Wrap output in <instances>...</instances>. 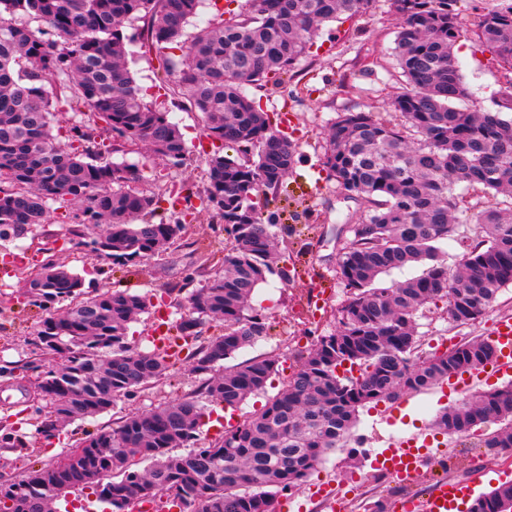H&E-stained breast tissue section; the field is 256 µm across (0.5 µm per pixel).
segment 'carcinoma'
<instances>
[{"mask_svg": "<svg viewBox=\"0 0 512 512\" xmlns=\"http://www.w3.org/2000/svg\"><path fill=\"white\" fill-rule=\"evenodd\" d=\"M200 0H0V241L46 223L56 205L75 207L68 232L77 246L126 265L177 245L191 247L185 225L143 222L163 202L193 208L191 183L161 194L137 187L161 159L177 167L188 148L167 112L139 88L126 45L158 54L167 100L200 113L205 135L223 150L209 155L207 202L229 247L214 266L198 267L165 289L184 310L180 335L200 384L189 396L121 417L58 461L19 479L0 475V512H47L61 496L90 490L110 512H131L164 497L188 512H279L336 448L360 451L353 428L368 404L394 403L497 358L488 340L451 351L420 350L419 319L437 302L454 322L471 325L512 284V83L497 110L460 109L467 95L456 60L461 0H388L399 21L395 55L407 87L393 101L410 134L370 112H341L327 128L320 166L362 205L346 225L336 273L346 289L334 332L316 337L301 366L265 405L202 446L205 404L236 410L279 372L274 356L230 365L241 349L267 335L252 307L268 277L286 281L288 246L279 218L252 204L274 196L293 169L297 146L273 129L246 87H264L310 53L322 25L369 7L372 0H245L239 12L181 40ZM137 25L131 35L126 28ZM477 37L512 69V0L480 14ZM67 117L65 135L52 120ZM139 149L137 163L101 165L104 153ZM490 197L474 211L461 206V184ZM476 224L479 232L462 228ZM463 249L455 265L439 243ZM411 263L425 266L406 282L381 276ZM29 304L42 311L28 341L30 356L11 370L27 372L52 352L57 367L37 414L43 439L60 438L61 422L95 417L166 376L161 350L133 348L128 324L151 300L121 290L89 291L84 279L47 263L26 282ZM211 320L224 334L201 339ZM497 423L482 440L493 456L512 455V384L477 391L434 426L448 435ZM185 448L181 455L174 449ZM470 512H512V484L479 495Z\"/></svg>", "mask_w": 512, "mask_h": 512, "instance_id": "1", "label": "carcinoma"}]
</instances>
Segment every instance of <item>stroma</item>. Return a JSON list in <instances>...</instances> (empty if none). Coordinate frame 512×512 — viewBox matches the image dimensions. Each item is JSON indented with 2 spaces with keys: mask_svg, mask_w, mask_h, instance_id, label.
<instances>
[{
  "mask_svg": "<svg viewBox=\"0 0 512 512\" xmlns=\"http://www.w3.org/2000/svg\"><path fill=\"white\" fill-rule=\"evenodd\" d=\"M398 21L388 0H372L366 12L340 17L325 26L320 48L297 67L292 77L268 84L254 96L268 111L287 115V134L297 144L301 158L296 162L276 197L257 196L255 206L263 211H277L282 227L296 246L289 261L291 278L281 281L269 277L253 296V304L267 315L269 336L241 350L237 358L244 361L259 355L275 354L280 358L279 372L267 383L264 392L250 397L238 410L211 406V418L201 428L202 441L214 437L213 416L224 415L236 423L242 415L264 405L275 395L282 382L298 365V355L310 347L314 335L335 329L332 316L318 317L308 304L309 292L337 306L344 288L336 275V230L357 205L346 199L336 182L328 179L318 159L323 151V134L337 113L350 110L373 112L391 120L395 114L392 101L406 88V79L394 56ZM457 58L468 95L459 101L462 109L493 106L499 91L512 79L494 55L475 36L461 40ZM169 119L178 124L193 152L179 167L157 163L145 170L141 188L150 189L159 182L186 180L202 184L206 155L195 147L204 136V121L199 113L171 109ZM65 220L64 210H56L46 227L7 242L14 253L24 254L31 264L46 258L64 265L85 281L86 288L120 289L133 294L164 291L178 282L185 269L205 264L210 250L224 246L223 234L217 233L207 206H200L198 220L190 229L200 247L192 251L183 247L168 248L162 256L127 266L104 261L84 248L59 241L53 254L41 249L44 231L60 233ZM0 365L17 362L29 354L28 340L41 313L23 301V290L12 269L0 267ZM512 315V285L504 288L495 305L479 323L459 326L448 321L443 307L426 309L420 319L419 333L423 349L441 352L471 338H490L494 321L501 315ZM470 390H486L499 386L497 378L473 379L464 382L456 375L448 383L424 393L403 397L395 404L366 406L359 411L354 434L363 440L368 451L360 463H353L346 450L329 452L307 480L306 488L282 498L281 512H332L329 501L310 497L309 486L333 488L343 503V512H363L365 500L384 495L387 512H399L400 502L408 495H426L440 478L449 482L474 485L476 493H484L498 483L512 480V463L487 456L480 446L484 430L477 429L467 437L445 434L432 428L435 415L462 397L461 384ZM198 384L191 361L172 362L166 377L137 389L133 396L120 401L105 414L86 420L68 422L59 440L45 444L36 430L35 415L30 410V389L22 378H0V427L7 426L24 436L27 450L20 453L0 451V475L18 477L31 466L48 464L72 446L83 442L100 426L118 421L132 409L150 410L191 393ZM415 440L417 448L431 456L432 461L414 474L406 485L393 482H361V475L370 472L376 457L398 447L406 440Z\"/></svg>",
  "mask_w": 512,
  "mask_h": 512,
  "instance_id": "1",
  "label": "stroma"
}]
</instances>
